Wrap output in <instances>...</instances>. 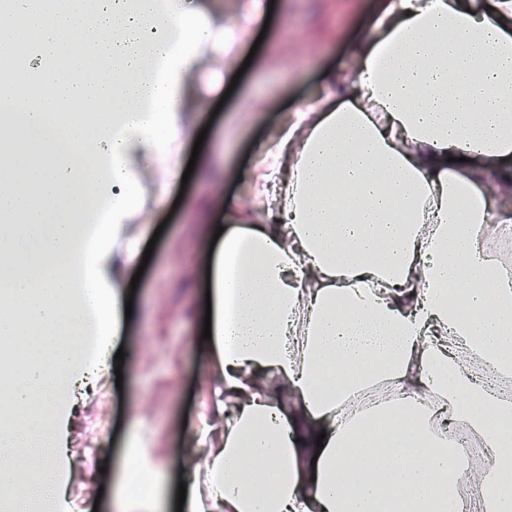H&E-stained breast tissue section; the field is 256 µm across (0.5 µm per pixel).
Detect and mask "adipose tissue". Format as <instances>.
Masks as SVG:
<instances>
[{"instance_id": "obj_1", "label": "adipose tissue", "mask_w": 512, "mask_h": 512, "mask_svg": "<svg viewBox=\"0 0 512 512\" xmlns=\"http://www.w3.org/2000/svg\"><path fill=\"white\" fill-rule=\"evenodd\" d=\"M96 25L67 9L36 17L35 35L55 52L66 32L109 56L113 76L85 82L49 72L52 94L41 112L24 111L35 149L56 151L49 169L27 171L45 205L0 194V212L20 226L0 231L10 267L9 302L23 304L46 330L26 370L6 389L16 428L0 429V486L18 466L42 481L9 503L32 512L47 500L63 512L74 475L46 461L67 456L58 385L77 374L56 331L86 320L72 300L75 282L97 287L95 251L76 243L89 204L74 193L78 158H117L113 223L142 192L130 166L171 151L182 118V77L200 59L206 26L199 6L172 0H99ZM112 28L104 42L101 28ZM160 68L143 82L142 44ZM329 90L301 108L264 149L254 208L257 224L223 231L209 260L211 360L219 373L215 419L201 427L205 492L186 512H429L430 496L451 502L463 471L448 463V425L461 392L473 401L465 419L485 437L486 465L476 476L471 512H512V261L493 252L512 238V187L491 194L489 174L512 156V0L483 10L476 0H384L369 38ZM154 101L152 111L136 107ZM102 99L122 112L106 136L94 117L68 130L47 111H75ZM482 164L469 168L465 159ZM497 208H490V201ZM389 395L364 413L345 410L347 395L375 381ZM390 418L388 451L352 445L364 423ZM314 419L322 428L311 427Z\"/></svg>"}]
</instances>
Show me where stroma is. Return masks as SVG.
Wrapping results in <instances>:
<instances>
[{
	"instance_id": "obj_1",
	"label": "stroma",
	"mask_w": 512,
	"mask_h": 512,
	"mask_svg": "<svg viewBox=\"0 0 512 512\" xmlns=\"http://www.w3.org/2000/svg\"><path fill=\"white\" fill-rule=\"evenodd\" d=\"M267 29L236 46L237 85L224 78V29L215 27L204 58L188 75V133L181 164L201 162L187 185L162 187L160 164L146 159L145 205L131 212L115 247L96 259L105 290L132 297V314L105 353L94 392L75 402L68 433L75 461L94 460L93 490L72 489L69 512H115L112 486L130 450L143 441L163 465L167 512H176L194 428L217 386L202 338L207 260L214 228L253 212L262 146L277 140L304 103L323 94L368 34L381 0H260ZM126 256L112 263L113 252Z\"/></svg>"
}]
</instances>
